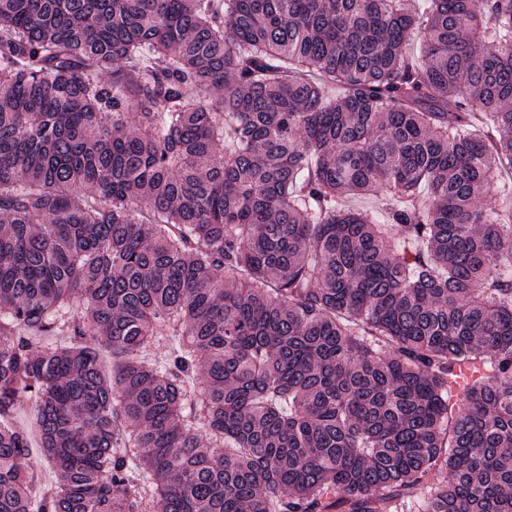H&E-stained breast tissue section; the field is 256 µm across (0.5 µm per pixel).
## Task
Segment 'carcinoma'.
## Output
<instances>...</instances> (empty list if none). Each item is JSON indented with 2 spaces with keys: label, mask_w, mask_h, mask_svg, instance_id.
Instances as JSON below:
<instances>
[{
  "label": "carcinoma",
  "mask_w": 512,
  "mask_h": 512,
  "mask_svg": "<svg viewBox=\"0 0 512 512\" xmlns=\"http://www.w3.org/2000/svg\"><path fill=\"white\" fill-rule=\"evenodd\" d=\"M505 164L512 0H0V512H512Z\"/></svg>",
  "instance_id": "obj_1"
}]
</instances>
